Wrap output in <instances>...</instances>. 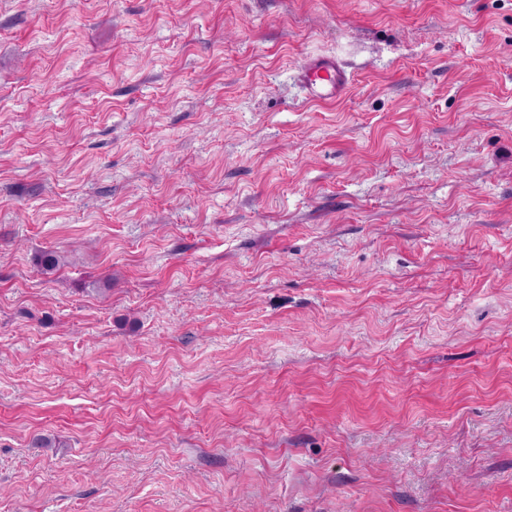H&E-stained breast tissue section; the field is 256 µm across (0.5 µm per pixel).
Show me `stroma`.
Listing matches in <instances>:
<instances>
[{
  "label": "stroma",
  "mask_w": 512,
  "mask_h": 512,
  "mask_svg": "<svg viewBox=\"0 0 512 512\" xmlns=\"http://www.w3.org/2000/svg\"><path fill=\"white\" fill-rule=\"evenodd\" d=\"M0 512H512V0H0ZM303 98L308 103H334L349 92L351 76L340 57L318 55L306 58L296 71Z\"/></svg>",
  "instance_id": "1"
}]
</instances>
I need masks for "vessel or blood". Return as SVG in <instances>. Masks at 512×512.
I'll return each mask as SVG.
<instances>
[{"label": "vessel or blood", "mask_w": 512, "mask_h": 512, "mask_svg": "<svg viewBox=\"0 0 512 512\" xmlns=\"http://www.w3.org/2000/svg\"><path fill=\"white\" fill-rule=\"evenodd\" d=\"M296 79L305 101L310 103L340 101L352 85L343 61L335 55L304 59L296 71Z\"/></svg>", "instance_id": "b4317fda"}]
</instances>
